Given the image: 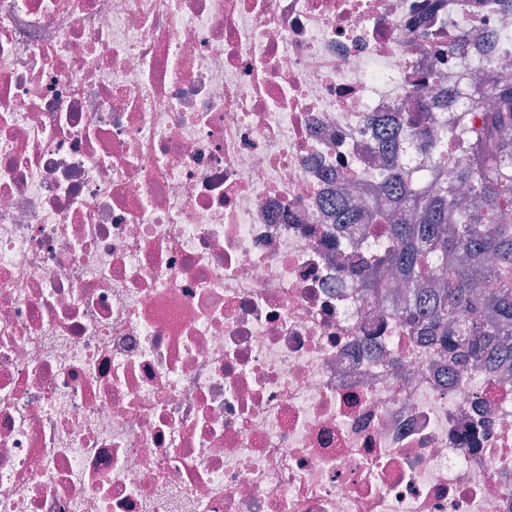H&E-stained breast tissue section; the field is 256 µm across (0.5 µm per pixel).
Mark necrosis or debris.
<instances>
[{"instance_id": "necrosis-or-debris-1", "label": "necrosis or debris", "mask_w": 512, "mask_h": 512, "mask_svg": "<svg viewBox=\"0 0 512 512\" xmlns=\"http://www.w3.org/2000/svg\"><path fill=\"white\" fill-rule=\"evenodd\" d=\"M511 44L500 0H0V512H512V376L444 381L324 205Z\"/></svg>"}]
</instances>
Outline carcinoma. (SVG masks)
<instances>
[{"instance_id": "cac0c4a2", "label": "carcinoma", "mask_w": 512, "mask_h": 512, "mask_svg": "<svg viewBox=\"0 0 512 512\" xmlns=\"http://www.w3.org/2000/svg\"><path fill=\"white\" fill-rule=\"evenodd\" d=\"M492 106L475 95L471 109L483 113L480 124L463 112L448 136L463 140L469 160L452 183L440 165L406 166L397 142L401 125L416 129L432 118L427 109L380 123L382 142L392 149L380 173L381 194L366 209L355 207L349 193L336 195L339 224L365 218L392 219L389 246L375 257L371 284L394 271L416 285L431 279L437 287L413 290L403 319L431 337L448 369L461 373L496 358L512 368V74L500 72L492 88ZM484 283L495 287L480 296Z\"/></svg>"}]
</instances>
